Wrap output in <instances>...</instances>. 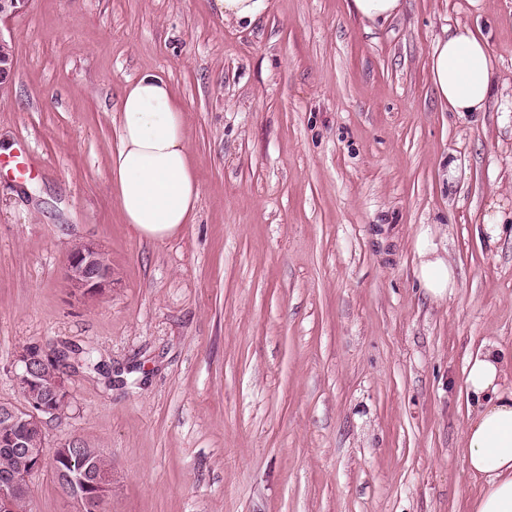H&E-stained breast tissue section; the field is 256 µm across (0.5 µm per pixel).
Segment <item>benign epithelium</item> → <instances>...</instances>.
Masks as SVG:
<instances>
[{
    "label": "benign epithelium",
    "instance_id": "1",
    "mask_svg": "<svg viewBox=\"0 0 512 512\" xmlns=\"http://www.w3.org/2000/svg\"><path fill=\"white\" fill-rule=\"evenodd\" d=\"M65 279L75 296L93 298L112 288V265L98 246L83 243L72 249L64 267ZM17 384L24 386L25 412L20 418L16 408L0 405V446L25 454L30 467L0 480V512H20L30 476L47 462L45 448L29 446L27 431L42 430L44 419L59 415L69 404V388L60 351L45 346H22L13 362ZM55 469L65 476L66 494L80 504L81 512H98L101 500L112 493V471L90 467L72 474L61 465Z\"/></svg>",
    "mask_w": 512,
    "mask_h": 512
}]
</instances>
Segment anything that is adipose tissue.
<instances>
[{"label":"adipose tissue","instance_id":"1","mask_svg":"<svg viewBox=\"0 0 512 512\" xmlns=\"http://www.w3.org/2000/svg\"><path fill=\"white\" fill-rule=\"evenodd\" d=\"M430 75L439 100L463 116L485 111L493 73L487 39L468 26L444 27L430 53ZM117 144L109 172L124 223L148 241L177 237L193 223L200 186L192 160L187 121L170 85L146 72L129 82L116 114ZM419 288L434 301L457 286L456 271L436 241V228L414 235ZM512 361L491 341L468 358L466 389L478 407L463 429V458L481 492L471 512H512V390L503 382Z\"/></svg>","mask_w":512,"mask_h":512}]
</instances>
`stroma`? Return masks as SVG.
<instances>
[{
  "mask_svg": "<svg viewBox=\"0 0 512 512\" xmlns=\"http://www.w3.org/2000/svg\"><path fill=\"white\" fill-rule=\"evenodd\" d=\"M486 37V111L440 104L444 26ZM0 403L29 343L92 351L45 445L112 462L101 512H469L467 357L512 352V0H404L381 28L347 0H270L250 29L214 0H28L0 22ZM167 79L189 124L194 223L153 243L124 224L108 161L123 87ZM455 171H448V162ZM500 199L504 232L477 222ZM422 224L457 269L413 275ZM111 290L75 298L74 245ZM31 512H78L52 466ZM417 264L414 275L419 288L433 301L445 300L457 288L456 271L446 250L436 241V227L422 224L414 235ZM76 247V246H75ZM67 256L64 276L75 296L93 298L112 288V265L98 246L79 244Z\"/></svg>",
  "mask_w": 512,
  "mask_h": 512,
  "instance_id": "stroma-1",
  "label": "stroma"
}]
</instances>
